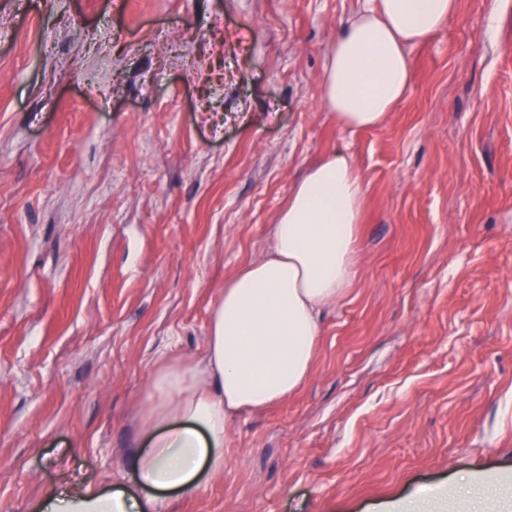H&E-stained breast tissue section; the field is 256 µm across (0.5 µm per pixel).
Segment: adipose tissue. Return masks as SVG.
<instances>
[{
  "label": "adipose tissue",
  "instance_id": "obj_1",
  "mask_svg": "<svg viewBox=\"0 0 512 512\" xmlns=\"http://www.w3.org/2000/svg\"><path fill=\"white\" fill-rule=\"evenodd\" d=\"M458 0H373L337 34L322 77L324 109L343 130L383 124L414 80L410 51L457 15ZM365 186L348 151L310 166L270 226L265 254L224 282L200 360L163 356L141 417L147 441L128 458L135 487L74 488L39 512H165L168 491H189L223 473L234 422L297 393L310 380L323 312L357 277ZM512 512L500 490L457 485L399 502V512Z\"/></svg>",
  "mask_w": 512,
  "mask_h": 512
}]
</instances>
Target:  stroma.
Returning <instances> with one entry per match:
<instances>
[{"mask_svg": "<svg viewBox=\"0 0 512 512\" xmlns=\"http://www.w3.org/2000/svg\"><path fill=\"white\" fill-rule=\"evenodd\" d=\"M359 0H0V512L108 489L161 354L200 359L224 280L313 163L366 184L314 373L237 419L168 512H395L512 494V0H459L407 97L324 112ZM448 499L460 512H510L512 499L508 500L498 489L489 486L468 488L462 484L453 486L450 492L423 498H409L399 502L398 512H446ZM431 506L435 510H429ZM461 509V510H456Z\"/></svg>", "mask_w": 512, "mask_h": 512, "instance_id": "35a3bbf8", "label": "stroma"}]
</instances>
